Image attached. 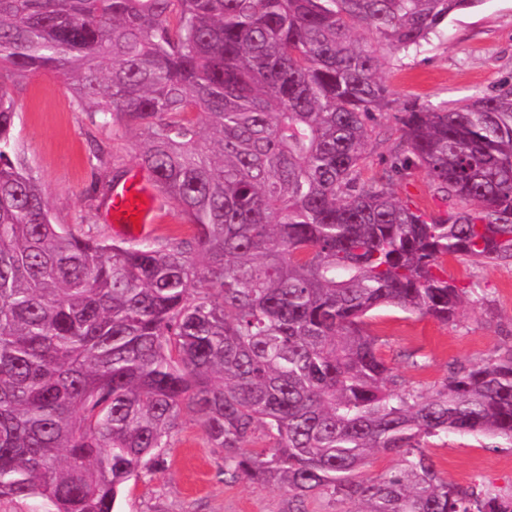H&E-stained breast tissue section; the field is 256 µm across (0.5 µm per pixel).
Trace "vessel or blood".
<instances>
[{
  "label": "vessel or blood",
  "mask_w": 512,
  "mask_h": 512,
  "mask_svg": "<svg viewBox=\"0 0 512 512\" xmlns=\"http://www.w3.org/2000/svg\"><path fill=\"white\" fill-rule=\"evenodd\" d=\"M164 199L154 183L134 177L117 188L109 205L112 223L124 228L130 238L153 233L165 215Z\"/></svg>",
  "instance_id": "vessel-or-blood-1"
}]
</instances>
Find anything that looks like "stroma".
Returning <instances> with one entry per match:
<instances>
[{
    "mask_svg": "<svg viewBox=\"0 0 512 512\" xmlns=\"http://www.w3.org/2000/svg\"><path fill=\"white\" fill-rule=\"evenodd\" d=\"M393 99L438 105H461L512 82V0H481L452 15L440 35L420 50L396 53L382 72ZM18 118L15 144L45 191L54 223L102 238L117 235L108 211L89 189L102 174L131 175L136 131L123 137L76 111L61 79L42 74L11 88ZM376 122L384 136L367 146L364 178L380 177L402 146L399 125L390 112ZM396 196L429 214L449 208L424 170L412 169L394 179ZM449 276L467 296L456 320L384 308L365 321L378 339L383 358L402 386L432 395L453 370L497 358L512 348V266H472L451 259ZM427 451L440 475L464 489L512 492V445L485 447L483 439L448 435L431 439ZM156 470L129 481L116 512H291L288 492L270 484L224 479V451L213 447L191 412H182Z\"/></svg>",
    "mask_w": 512,
    "mask_h": 512,
    "instance_id": "35a3bbf8",
    "label": "stroma"
}]
</instances>
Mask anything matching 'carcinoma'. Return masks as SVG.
<instances>
[{
  "label": "carcinoma",
  "mask_w": 512,
  "mask_h": 512,
  "mask_svg": "<svg viewBox=\"0 0 512 512\" xmlns=\"http://www.w3.org/2000/svg\"><path fill=\"white\" fill-rule=\"evenodd\" d=\"M482 0H0V499L114 512L162 462L183 410L224 474L303 512H512L448 484V434L512 443V349L432 396L400 388L374 310L447 323V258L512 263V84L458 106L402 104L403 149L361 181L381 72ZM370 28L376 43L356 38ZM53 73L134 147L184 239H102L52 222L14 154L11 84ZM423 169L455 202L425 215L390 184ZM261 434L267 447L247 445ZM377 452L402 467L373 480ZM307 512H348L355 506L346 501L337 500L335 496L321 494L306 500Z\"/></svg>",
  "instance_id": "carcinoma-1"
}]
</instances>
